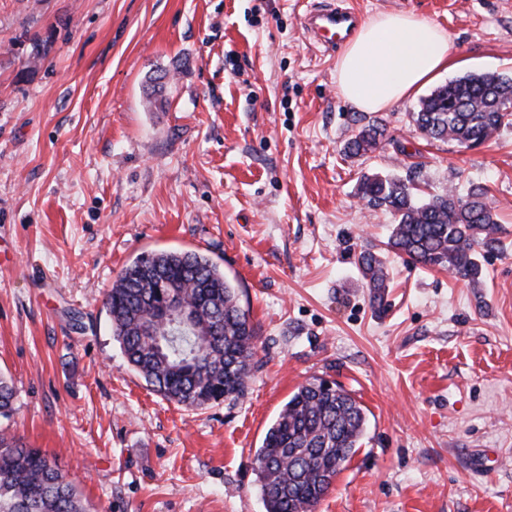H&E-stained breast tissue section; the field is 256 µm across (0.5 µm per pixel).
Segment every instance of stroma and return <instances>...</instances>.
Here are the masks:
<instances>
[{
	"mask_svg": "<svg viewBox=\"0 0 512 512\" xmlns=\"http://www.w3.org/2000/svg\"><path fill=\"white\" fill-rule=\"evenodd\" d=\"M329 3L442 27L437 85L512 76V0H0V428L91 512H265L255 451L316 376L368 423L313 512H512V125L474 149L426 140L427 85L349 155L363 113L303 24ZM373 173L423 198L488 187L503 247L479 253V282L388 250L393 216L359 196ZM187 250L236 288L259 360L243 398L198 410L131 371L103 305L137 257ZM365 250L387 268L380 304ZM385 129L379 124H368L347 143V152L351 155H364L376 149L384 137Z\"/></svg>",
	"mask_w": 512,
	"mask_h": 512,
	"instance_id": "obj_1",
	"label": "stroma"
}]
</instances>
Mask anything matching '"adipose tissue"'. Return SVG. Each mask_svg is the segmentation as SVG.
Instances as JSON below:
<instances>
[{
  "label": "adipose tissue",
  "mask_w": 512,
  "mask_h": 512,
  "mask_svg": "<svg viewBox=\"0 0 512 512\" xmlns=\"http://www.w3.org/2000/svg\"><path fill=\"white\" fill-rule=\"evenodd\" d=\"M448 35L410 13H380L361 24L336 60L341 97L379 112L448 69Z\"/></svg>",
  "instance_id": "adipose-tissue-1"
}]
</instances>
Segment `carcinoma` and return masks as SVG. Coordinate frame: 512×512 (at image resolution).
Masks as SVG:
<instances>
[{"mask_svg":"<svg viewBox=\"0 0 512 512\" xmlns=\"http://www.w3.org/2000/svg\"><path fill=\"white\" fill-rule=\"evenodd\" d=\"M426 137L473 149L512 125V78L469 74L437 88L413 113ZM385 129L368 124L347 143L351 155L378 147ZM361 198L395 216L388 246L424 265L474 282L482 275L476 248L502 247L488 189L472 184L419 201L410 180L379 174L360 180ZM358 266L371 298L380 301L386 272L373 252ZM181 286L187 323L150 329L166 289L155 272ZM112 335L128 366L166 400L202 409L244 397L258 369L255 330L224 272L195 251H161L126 266L104 299ZM12 382L0 375V418L14 412ZM367 413L342 385L314 377L288 398L255 452V471L266 512H311L350 461L365 432ZM0 512H89L75 485L39 448L0 433Z\"/></svg>","mask_w":512,"mask_h":512,"instance_id":"1","label":"carcinoma"}]
</instances>
